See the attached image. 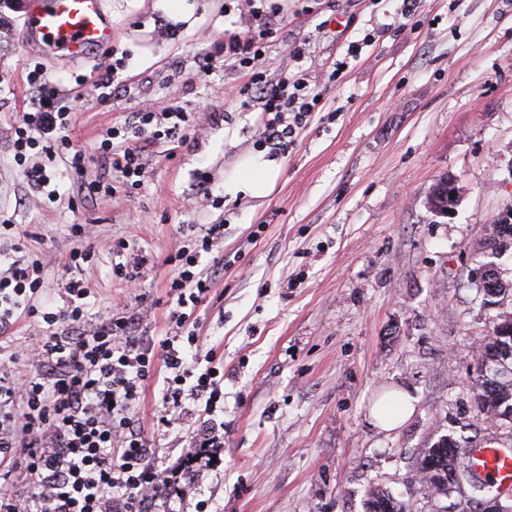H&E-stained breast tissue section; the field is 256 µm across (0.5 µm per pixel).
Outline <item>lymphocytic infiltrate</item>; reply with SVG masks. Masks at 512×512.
Instances as JSON below:
<instances>
[{
    "label": "lymphocytic infiltrate",
    "mask_w": 512,
    "mask_h": 512,
    "mask_svg": "<svg viewBox=\"0 0 512 512\" xmlns=\"http://www.w3.org/2000/svg\"><path fill=\"white\" fill-rule=\"evenodd\" d=\"M237 0L238 31L213 42L196 72L209 76L217 63L231 60L248 76L235 97L244 111L257 113L262 145L286 152L299 130L321 111L324 94L345 67L334 64L323 82L297 67L306 41L292 43L278 80L268 79L265 43L281 11ZM33 91L31 109L12 125L10 153L28 185L49 203L79 202L113 193L111 183L86 177L89 158L73 144L69 130L74 112L59 82L41 67L26 75ZM192 128L180 105L156 112L142 108L132 123L109 128L96 149L119 171L126 186L140 185L146 172L142 144L189 139ZM60 159L70 170L75 190L61 198L51 187L54 175L35 164V155ZM224 240V227L205 225L189 246L169 262L168 330L148 340L135 327L152 306L139 300L122 312L98 310L93 333L62 336L55 326L79 324L88 313L90 290L77 278L66 279L56 303L42 301L39 261L12 262L0 269V334L27 318L36 339L25 350L34 372L0 369V512H208L207 501L189 504L204 472L218 469L224 455V376L212 355H200L195 311L210 294L219 268L202 265V254ZM157 386L156 429L176 431L184 443L175 464L156 456L134 417L149 386ZM200 402L198 419L186 426L185 403ZM32 488L26 498L12 491L17 476Z\"/></svg>",
    "instance_id": "1"
}]
</instances>
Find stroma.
<instances>
[{"mask_svg": "<svg viewBox=\"0 0 512 512\" xmlns=\"http://www.w3.org/2000/svg\"><path fill=\"white\" fill-rule=\"evenodd\" d=\"M179 41L158 35V0H105L110 51L65 63L26 43L25 10L0 5V207L23 236L7 261L40 260L44 291L58 300L65 279H82L91 308L132 297L113 277L118 261L140 259V291L156 303L140 334L167 331V256L201 224L224 227V274L197 310L202 347L224 367V466L200 480L211 512H364L370 487L393 491L410 512H460L465 497H431L417 461L439 437H477L500 448L504 430L478 416L472 391L478 354L496 309L482 304L472 275L491 253L490 226L512 209V0H422L420 28L389 25L399 0H288L266 49L277 79L293 40L308 39L300 66L322 75L349 42L373 34L290 152L265 198L228 199L224 181L257 153L255 115L224 96L244 83L231 62L194 79L212 35L232 29L225 0H186ZM128 55L125 85L106 103L92 97L113 52ZM60 80L74 105L75 145L94 150L123 126L139 98L157 111L180 102L199 138L178 148L148 146L134 189L108 164L88 179L115 193L79 210L46 204L9 156L10 124L27 111L30 65ZM210 177L212 200L196 197ZM453 180V218L427 198ZM72 224L100 239L129 242L122 255L67 267ZM403 390L412 414L386 430L372 420L380 398Z\"/></svg>", "mask_w": 512, "mask_h": 512, "instance_id": "1", "label": "stroma"}]
</instances>
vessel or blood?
<instances>
[{"mask_svg":"<svg viewBox=\"0 0 512 512\" xmlns=\"http://www.w3.org/2000/svg\"><path fill=\"white\" fill-rule=\"evenodd\" d=\"M24 33L46 52L77 61L111 44L112 19L103 0H37L25 21ZM472 460L495 483L512 480V458L496 449H478Z\"/></svg>","mask_w":512,"mask_h":512,"instance_id":"obj_1","label":"vessel or blood"}]
</instances>
